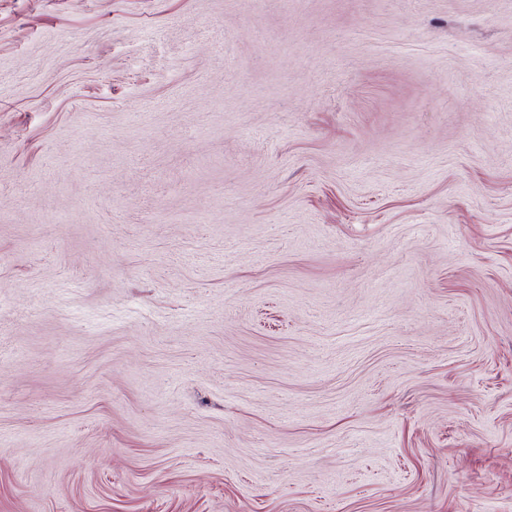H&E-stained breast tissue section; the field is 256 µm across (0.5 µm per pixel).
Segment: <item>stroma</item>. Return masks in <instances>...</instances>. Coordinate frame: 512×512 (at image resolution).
Listing matches in <instances>:
<instances>
[{
  "label": "stroma",
  "mask_w": 512,
  "mask_h": 512,
  "mask_svg": "<svg viewBox=\"0 0 512 512\" xmlns=\"http://www.w3.org/2000/svg\"><path fill=\"white\" fill-rule=\"evenodd\" d=\"M0 512H512V0H0Z\"/></svg>",
  "instance_id": "stroma-1"
}]
</instances>
